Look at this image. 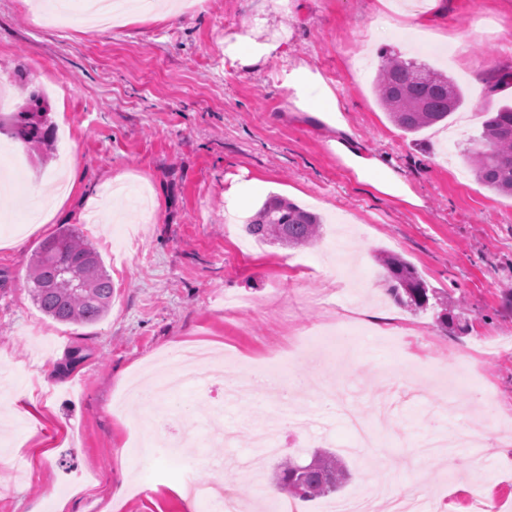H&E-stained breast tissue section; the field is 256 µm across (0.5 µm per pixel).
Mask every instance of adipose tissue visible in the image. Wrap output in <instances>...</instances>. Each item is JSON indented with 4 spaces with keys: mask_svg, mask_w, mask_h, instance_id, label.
Returning <instances> with one entry per match:
<instances>
[{
    "mask_svg": "<svg viewBox=\"0 0 512 512\" xmlns=\"http://www.w3.org/2000/svg\"><path fill=\"white\" fill-rule=\"evenodd\" d=\"M284 86L298 111L334 130L335 136L329 141L331 149L360 179L387 196L414 202V195L385 158L361 149L357 136L342 118L333 91L318 74L303 65L294 67L286 75Z\"/></svg>",
    "mask_w": 512,
    "mask_h": 512,
    "instance_id": "adipose-tissue-1",
    "label": "adipose tissue"
}]
</instances>
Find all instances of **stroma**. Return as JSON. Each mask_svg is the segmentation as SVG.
<instances>
[{"label":"stroma","mask_w":512,"mask_h":512,"mask_svg":"<svg viewBox=\"0 0 512 512\" xmlns=\"http://www.w3.org/2000/svg\"><path fill=\"white\" fill-rule=\"evenodd\" d=\"M41 5L0 0V85L16 103L21 77L42 86L61 131L53 149L40 151L0 134L24 161L20 183L10 186L15 204L0 207V368L16 380L0 398V512H50L62 498L67 512H198L181 492L178 456L199 460L197 482L217 477L250 497L255 484L273 487L280 457L306 460L322 448L341 455L351 478L301 512H326L369 487L379 460L394 484L425 496L423 512H473L469 467L414 462L407 451L428 429H454L426 394L478 342L487 349L479 380L449 386L448 399L481 422H512V304L503 295L512 283V198L479 184L461 154L485 113L512 104L491 74L512 70V0H442L438 9L427 2L422 26L380 0H197L192 10L177 4L172 19L150 0H134L109 35L88 23L40 28ZM255 26L280 35L282 49L245 67L230 47ZM384 49L458 81L466 102L447 126L414 139L390 122L373 89ZM300 64L332 88L362 149L386 158L418 204L359 180L330 149L332 129L293 110L283 81ZM69 172L75 188L54 196L51 186ZM250 180L262 184L251 208L278 195L315 210L328 220L322 239L292 249L247 237L229 192ZM61 224L79 225L112 277V308L100 323H56L28 294L34 252ZM346 239L355 248L354 288L338 308H325L314 296ZM381 251L401 255L428 287L460 300L468 333L442 329L436 309L415 313L387 297ZM228 293L249 299L252 310L226 316ZM351 312L399 325L413 337L407 351L363 333L345 337L331 356L298 357L291 375L303 389L291 408L301 417L320 409L319 382L356 384L359 413L376 424L377 398L392 396L394 415L376 424L373 446L350 452L344 423L319 420L304 440L284 436L279 457L252 474L253 426L275 408L269 397L227 410L234 446L129 456L146 413L124 399L128 382L158 369L181 343H209L219 355L209 389L185 387L160 409L174 427L197 429L225 407V361L254 371L265 355L287 352L292 336ZM475 453L490 476L484 504L512 512V443L497 437ZM76 471L94 478L74 496L63 481Z\"/></svg>","instance_id":"35a3bbf8"}]
</instances>
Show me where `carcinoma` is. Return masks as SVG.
I'll return each instance as SVG.
<instances>
[{"mask_svg": "<svg viewBox=\"0 0 512 512\" xmlns=\"http://www.w3.org/2000/svg\"><path fill=\"white\" fill-rule=\"evenodd\" d=\"M379 104L403 132L417 134L442 123L464 103L458 82L419 59L382 56L375 79ZM40 150L51 145L53 129L45 96L29 93L16 112H0V133ZM478 182L493 193L512 196V106L486 113L479 146L465 150ZM321 217L293 202L268 198L244 224L255 241L304 247L317 241ZM387 271V292L399 305L414 312L430 305L440 308L439 324H454L453 301L428 288L417 270L395 254H382ZM26 282L40 311L59 323L88 325L103 320L112 308V278L96 248L73 224H62L37 248ZM349 473L335 453L317 449L309 461L290 457L277 466L275 480L290 497L309 502L337 492Z\"/></svg>", "mask_w": 512, "mask_h": 512, "instance_id": "1", "label": "carcinoma"}]
</instances>
